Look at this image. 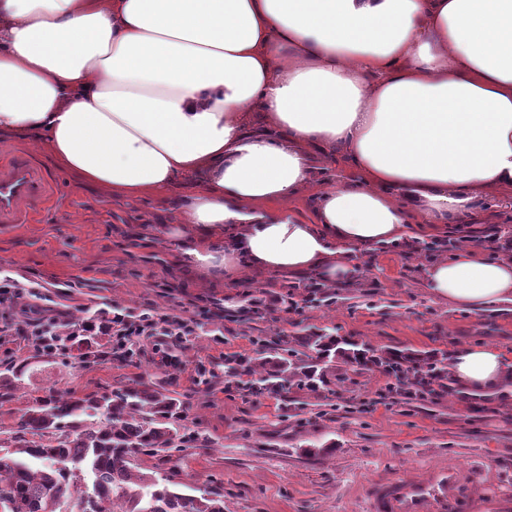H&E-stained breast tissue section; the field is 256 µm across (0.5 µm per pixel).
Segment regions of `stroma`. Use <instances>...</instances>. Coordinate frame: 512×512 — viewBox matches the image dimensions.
Wrapping results in <instances>:
<instances>
[{"label":"stroma","instance_id":"1","mask_svg":"<svg viewBox=\"0 0 512 512\" xmlns=\"http://www.w3.org/2000/svg\"><path fill=\"white\" fill-rule=\"evenodd\" d=\"M19 147L47 168L57 205L44 221L0 234L1 273L41 281L58 310L112 303L190 317L213 303L223 305L224 319L199 318L193 335L150 336L131 356L87 365L70 354L42 356L36 337H7L0 372L18 359L32 368L0 401V440H10L20 415L47 388L103 392L141 377L179 394L187 405L183 426L194 437L191 447L145 458V467L201 491H223L224 512H365L368 483L448 459L464 472L486 464L495 481L491 512H512L511 398L456 390L394 402L380 396L385 377L378 369L341 363L316 394L246 396L224 386L225 356L246 360L255 339L276 349L309 329L447 358L461 345L491 344L512 358L511 305L476 312L436 299L426 286L428 260L408 255L447 227L425 230L412 217L398 242L358 249L349 281L329 289L320 306L289 313L282 300L308 274L245 267L232 284L200 275L162 233L165 198H105L57 169L39 142L0 139V151ZM315 167L314 191L282 205L307 222L317 190L340 174L321 156ZM265 296L272 305L250 312L251 301Z\"/></svg>","mask_w":512,"mask_h":512}]
</instances>
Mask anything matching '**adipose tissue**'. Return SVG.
<instances>
[{"label":"adipose tissue","instance_id":"ef3b65f1","mask_svg":"<svg viewBox=\"0 0 512 512\" xmlns=\"http://www.w3.org/2000/svg\"><path fill=\"white\" fill-rule=\"evenodd\" d=\"M0 133L109 196L189 184L166 234L202 274L337 280L412 215L512 206V0H0ZM316 151L351 175L306 224L277 205L313 184ZM217 225L227 243L206 238ZM427 281L512 303V257L465 247ZM449 371L512 393L495 346L458 347Z\"/></svg>","mask_w":512,"mask_h":512}]
</instances>
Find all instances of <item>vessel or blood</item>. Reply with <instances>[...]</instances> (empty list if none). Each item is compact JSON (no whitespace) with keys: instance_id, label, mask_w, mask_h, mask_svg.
I'll use <instances>...</instances> for the list:
<instances>
[{"instance_id":"vessel-or-blood-1","label":"vessel or blood","mask_w":512,"mask_h":512,"mask_svg":"<svg viewBox=\"0 0 512 512\" xmlns=\"http://www.w3.org/2000/svg\"><path fill=\"white\" fill-rule=\"evenodd\" d=\"M55 193L41 164L20 152L0 155V231L32 223ZM484 474L474 468L471 482H464L451 461L426 474L416 470L406 478L378 482L369 492L366 512H477L490 495Z\"/></svg>"}]
</instances>
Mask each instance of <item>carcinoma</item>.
Masks as SVG:
<instances>
[{
	"mask_svg": "<svg viewBox=\"0 0 512 512\" xmlns=\"http://www.w3.org/2000/svg\"><path fill=\"white\" fill-rule=\"evenodd\" d=\"M286 343L310 351L308 362L301 364L259 340L249 361L224 358V376H250L244 390L261 395L315 391L337 359L378 368L386 384L401 392L448 374L443 356L383 353L325 330H307ZM75 344L83 346L82 361L101 358L96 336H63L57 351L65 354ZM30 370L25 361L12 362L0 376V393ZM183 408L176 392L142 378L110 393L49 389L20 416L10 444L0 445V512H71L87 490L93 495L91 512H224L223 493L189 494L171 477L141 467L142 457L172 450ZM98 414L103 419L96 420Z\"/></svg>",
	"mask_w": 512,
	"mask_h": 512,
	"instance_id": "1",
	"label": "carcinoma"
}]
</instances>
